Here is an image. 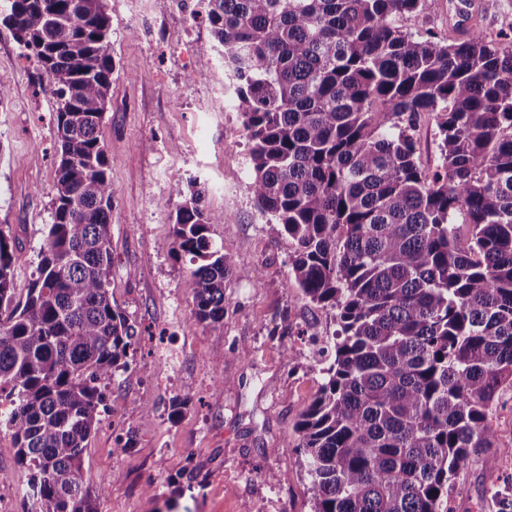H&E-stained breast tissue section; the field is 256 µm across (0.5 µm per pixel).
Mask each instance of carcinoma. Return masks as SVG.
Wrapping results in <instances>:
<instances>
[{"label": "carcinoma", "instance_id": "cac0c4a2", "mask_svg": "<svg viewBox=\"0 0 512 512\" xmlns=\"http://www.w3.org/2000/svg\"><path fill=\"white\" fill-rule=\"evenodd\" d=\"M60 106L52 224L26 296L0 230V426L30 512H96L83 453L135 329L110 294L112 83L103 0H8ZM438 0H207L249 142L258 211L292 244V282L335 311L332 362L297 423L312 512H440L462 465L493 447L512 388V36L483 12L453 34L403 21ZM440 164L419 161L422 115ZM195 190L173 224L195 264L193 314L224 321L245 269ZM467 217L458 245L456 214ZM512 512V483L489 489Z\"/></svg>", "mask_w": 512, "mask_h": 512}]
</instances>
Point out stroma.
<instances>
[{"label":"stroma","mask_w":512,"mask_h":512,"mask_svg":"<svg viewBox=\"0 0 512 512\" xmlns=\"http://www.w3.org/2000/svg\"><path fill=\"white\" fill-rule=\"evenodd\" d=\"M112 84L102 127L112 180V302L136 332L108 412L87 441L96 512H312L295 463L296 423L325 381L310 347L331 310L288 287L291 247L257 210L248 143L201 0H105ZM0 231L21 250L25 295L51 222L61 153L58 103L33 57L0 23ZM182 193L224 214L213 237L247 269L224 284L223 324L192 313L193 266L175 256ZM223 352L221 374L210 361ZM152 406L143 412L141 403ZM182 403L170 418L172 403ZM493 447L470 457L442 506L479 512L512 476V391L493 413ZM129 440L124 453L118 441ZM27 473L0 428V512H30Z\"/></svg>","instance_id":"obj_1"}]
</instances>
